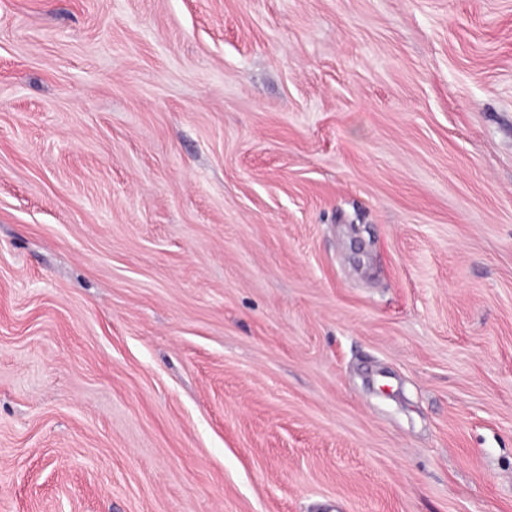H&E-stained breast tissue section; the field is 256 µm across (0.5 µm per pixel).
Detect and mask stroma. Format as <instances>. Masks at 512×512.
I'll list each match as a JSON object with an SVG mask.
<instances>
[{
  "label": "stroma",
  "instance_id": "1",
  "mask_svg": "<svg viewBox=\"0 0 512 512\" xmlns=\"http://www.w3.org/2000/svg\"><path fill=\"white\" fill-rule=\"evenodd\" d=\"M0 512H512V0H0Z\"/></svg>",
  "mask_w": 512,
  "mask_h": 512
}]
</instances>
